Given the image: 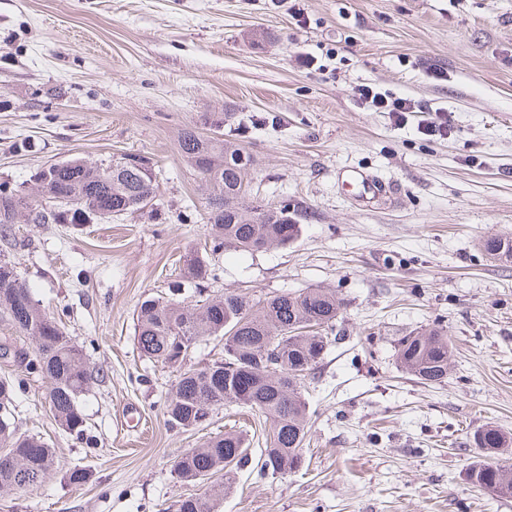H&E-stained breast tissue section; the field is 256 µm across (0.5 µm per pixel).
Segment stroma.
<instances>
[{
	"mask_svg": "<svg viewBox=\"0 0 512 512\" xmlns=\"http://www.w3.org/2000/svg\"><path fill=\"white\" fill-rule=\"evenodd\" d=\"M363 85L421 109L394 125L360 103ZM438 109L444 138L423 131ZM213 113L254 158L243 203L287 204L300 224L290 246L210 256V187L179 140L208 134ZM124 153L153 165V208L22 221L0 239V259L104 375L77 438L54 422L44 380L0 358L17 432L56 455L44 482L0 493V512H176L223 483L181 482L174 463L247 413L171 428L177 372L137 349L138 302L170 297L190 254L217 269L186 286L196 300L329 288L345 303L307 383L304 466L237 473L218 512H512L465 476L477 428L512 433V263L479 246L512 239V0H0V183ZM346 169L397 184L398 200L359 205ZM432 325L451 369L423 384L397 344Z\"/></svg>",
	"mask_w": 512,
	"mask_h": 512,
	"instance_id": "stroma-1",
	"label": "stroma"
}]
</instances>
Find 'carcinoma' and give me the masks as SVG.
Masks as SVG:
<instances>
[{
  "instance_id": "cac0c4a2",
  "label": "carcinoma",
  "mask_w": 512,
  "mask_h": 512,
  "mask_svg": "<svg viewBox=\"0 0 512 512\" xmlns=\"http://www.w3.org/2000/svg\"><path fill=\"white\" fill-rule=\"evenodd\" d=\"M214 132L202 136L182 134V153L209 182L205 198L206 229L212 252L226 247L254 253L260 243L285 247L299 235L300 225L288 212V204L245 206L235 200V188L247 181L253 158L224 139V116L211 122ZM27 192L0 183V226L14 223L21 198L37 203L42 194L54 195L68 205L58 213L62 224H80L86 211L106 212L102 219L144 209L152 204L156 175L150 162L145 172L109 171L78 158L65 160L48 184ZM487 253L512 261V241L488 237ZM182 277L196 285L216 277L210 263L190 256ZM343 309L336 293L323 288L283 292L251 300L234 290L192 304L183 300L147 298L136 310V335L140 353L146 358L178 367L179 355L205 337L224 339V359L201 368H190L177 376L165 401L167 424L192 430L222 408L238 406L250 410L264 425L265 448L257 461L261 477L284 476L304 463L303 447L308 434L305 380L320 365L337 337L333 327ZM0 314L20 332L32 337L35 349L23 357L25 369L46 382L45 398L57 425L81 436L85 431L82 396L99 379L59 320L42 310L17 267L0 259ZM400 366L424 384H439L448 378L451 347L443 328L434 325L403 337L397 347ZM15 384L0 379V491L15 490L27 477L36 486L54 465V449L37 436L19 435L14 426L12 401ZM512 444V437L486 424L473 433L475 460L468 468L471 484L495 496H512V465L494 461ZM251 441L243 431L230 430L208 440L202 447L181 456L174 465L184 481H198L224 473V488L230 476L251 466ZM178 512H214L206 497L179 500Z\"/></svg>"
}]
</instances>
